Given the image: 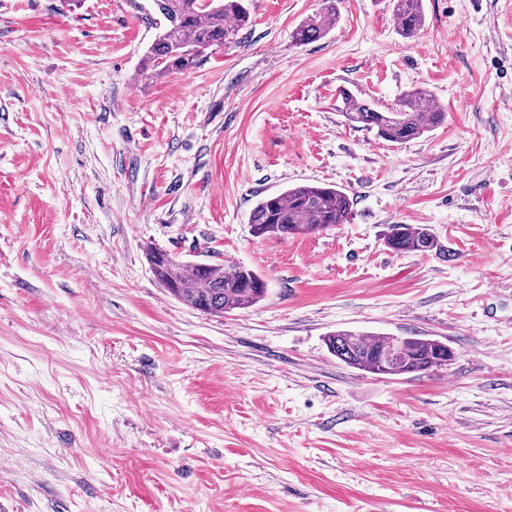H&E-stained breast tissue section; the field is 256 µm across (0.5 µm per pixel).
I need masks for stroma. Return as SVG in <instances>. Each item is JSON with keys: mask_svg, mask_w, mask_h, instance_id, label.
Masks as SVG:
<instances>
[{"mask_svg": "<svg viewBox=\"0 0 512 512\" xmlns=\"http://www.w3.org/2000/svg\"><path fill=\"white\" fill-rule=\"evenodd\" d=\"M249 0L195 67L141 74L130 0H0V512H512V0ZM422 87L448 121L402 145L339 93ZM349 223L254 236L291 185ZM392 224L438 246L396 254ZM267 283L221 316L169 296L148 248ZM337 330L453 351L373 375ZM340 0H325L324 12L300 23L292 32L297 45H308L323 38L331 29L337 16V4ZM423 0H390L396 31L400 37L412 40L425 23Z\"/></svg>", "mask_w": 512, "mask_h": 512, "instance_id": "1", "label": "stroma"}]
</instances>
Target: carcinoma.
<instances>
[{
    "mask_svg": "<svg viewBox=\"0 0 512 512\" xmlns=\"http://www.w3.org/2000/svg\"><path fill=\"white\" fill-rule=\"evenodd\" d=\"M325 0L324 12L300 23L292 32L298 45L323 38L337 16L336 3ZM398 35L412 40L425 23L423 0H390ZM157 30L143 58L142 73L159 78L171 71L195 67L212 46L233 42L251 23L247 0H148L134 3ZM344 116L350 123L377 130L383 140L401 145L448 120V112L425 89L403 92L390 106L343 93ZM354 202L333 185L304 184L259 200L249 215L258 237H295L324 232L349 221ZM388 249L397 253H425L436 247L425 225L392 224L385 236ZM147 259L152 273L166 291L184 305L211 315L246 309L262 301L267 284L241 265L181 262L168 252L151 248ZM392 337L361 335L338 330L326 336L329 352L345 365L381 376L426 372L448 365V345L421 336L401 337L400 358L382 369L379 355Z\"/></svg>",
    "mask_w": 512,
    "mask_h": 512,
    "instance_id": "obj_1",
    "label": "carcinoma"
}]
</instances>
